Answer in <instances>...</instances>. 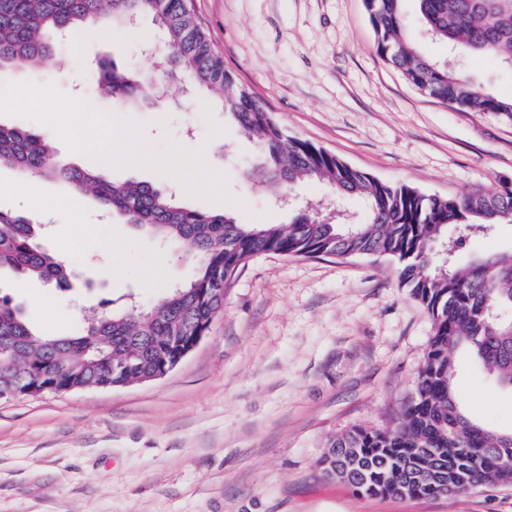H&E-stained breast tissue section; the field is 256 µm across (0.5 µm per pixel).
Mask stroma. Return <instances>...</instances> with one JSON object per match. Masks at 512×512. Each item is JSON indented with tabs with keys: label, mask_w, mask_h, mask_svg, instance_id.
<instances>
[{
	"label": "stroma",
	"mask_w": 512,
	"mask_h": 512,
	"mask_svg": "<svg viewBox=\"0 0 512 512\" xmlns=\"http://www.w3.org/2000/svg\"><path fill=\"white\" fill-rule=\"evenodd\" d=\"M188 6L225 67L289 135L427 194L456 197L512 179V114L462 112L413 89L378 56L362 0ZM158 34L148 17L128 30L81 31L62 45L56 68L1 66L0 81H52L142 123L150 142L168 136L205 149L207 164L245 203L243 222L289 223L293 210L245 176L260 154L257 139L225 124L211 93L175 86L164 104L120 109L98 91L104 61L154 77L139 47ZM407 34L434 60L453 61L489 92L512 98V68L495 57L450 52L413 18ZM105 172L116 182L172 188L191 208L225 209L149 169ZM30 183L26 198L0 192V210L33 218L42 245L64 253L77 275L63 291L0 272V295L20 304L37 331L74 335L85 311L151 306L191 278L184 247L161 246L56 179L35 175ZM298 196L302 209L333 199L355 219L366 215L360 199H334L319 182ZM433 331L391 258L255 257L205 337L165 377L0 397V512H512V484L451 498H363L322 474L330 438L396 426ZM454 382L470 418L512 432V390L486 380L465 353Z\"/></svg>",
	"instance_id": "obj_1"
}]
</instances>
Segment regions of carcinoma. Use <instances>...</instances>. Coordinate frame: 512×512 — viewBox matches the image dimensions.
<instances>
[{
  "label": "carcinoma",
  "mask_w": 512,
  "mask_h": 512,
  "mask_svg": "<svg viewBox=\"0 0 512 512\" xmlns=\"http://www.w3.org/2000/svg\"><path fill=\"white\" fill-rule=\"evenodd\" d=\"M405 0H363L376 51L415 90L465 112L512 113L499 97L424 54L405 34ZM423 33L470 55H494L512 66V0H413ZM150 16L162 33V76L214 92L224 116L261 145L247 172L275 196L313 179L336 195L362 199L365 221L316 224L307 213L288 224H246L233 213L182 206L144 182H114L95 171L59 167L51 140L19 125H0V164L24 177L60 178L91 195L127 224L186 246L196 257L193 279L172 287L151 308L128 306L84 318L73 336L33 330L11 299L0 297V393L19 383L48 391L109 389L134 382L184 350L166 340L189 316L206 321L224 303L240 269L268 253L286 258L384 256L398 261L399 285L431 314L434 333L414 397L390 430L354 428L328 443L324 475L359 496H453L486 482L512 484L509 435L468 418L454 386L458 355L471 354L496 384L512 389V252L444 263L432 247L512 223V183L443 198L407 184L380 181L315 144L288 135L270 110L241 87L200 28L186 0H0V65L49 67L60 39L81 28L104 33ZM97 85L115 101L149 104V83L113 61ZM30 218L0 212V270L70 287L72 271L41 250ZM130 367L112 371V362Z\"/></svg>",
  "instance_id": "obj_1"
}]
</instances>
